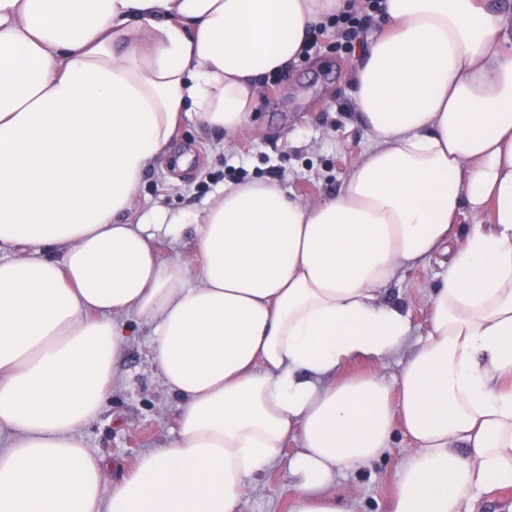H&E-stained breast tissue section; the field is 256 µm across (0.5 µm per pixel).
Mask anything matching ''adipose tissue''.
Masks as SVG:
<instances>
[{"label": "adipose tissue", "mask_w": 512, "mask_h": 512, "mask_svg": "<svg viewBox=\"0 0 512 512\" xmlns=\"http://www.w3.org/2000/svg\"><path fill=\"white\" fill-rule=\"evenodd\" d=\"M349 6L0 0V512H240L282 460L293 512H341L338 472L398 431L391 512L512 487V24L492 0H383L353 70L371 145L337 193L244 181L125 219L180 123L244 128L257 78ZM186 240L197 268L157 250ZM433 258L415 341L380 292ZM130 314L181 404L110 486L79 432L123 382ZM400 353L397 387L346 372Z\"/></svg>", "instance_id": "adipose-tissue-1"}]
</instances>
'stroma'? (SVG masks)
Returning <instances> with one entry per match:
<instances>
[{
	"label": "stroma",
	"mask_w": 512,
	"mask_h": 512,
	"mask_svg": "<svg viewBox=\"0 0 512 512\" xmlns=\"http://www.w3.org/2000/svg\"><path fill=\"white\" fill-rule=\"evenodd\" d=\"M366 34L351 48L338 46L332 34L320 36L309 54L292 64L280 83L262 80L259 105L249 124L232 136L205 135L182 124L169 151L145 174L137 210L155 205L199 208L224 184L243 177L279 180L293 197L315 203L336 191L370 145L367 128L353 104V66ZM191 154L189 171L176 165ZM442 267L438 261L405 271L387 285L384 298L408 312L413 338L429 326V299ZM126 322L132 336L120 369L124 385L113 390L99 417L83 427L86 446L110 462L108 483L133 468L145 449L172 438L180 400L162 385L151 363V329L136 315ZM413 444L395 433L377 460L343 471L336 487L343 512H390L397 468ZM296 490L286 462L272 466L249 483L240 512H292Z\"/></svg>",
	"instance_id": "1"
}]
</instances>
